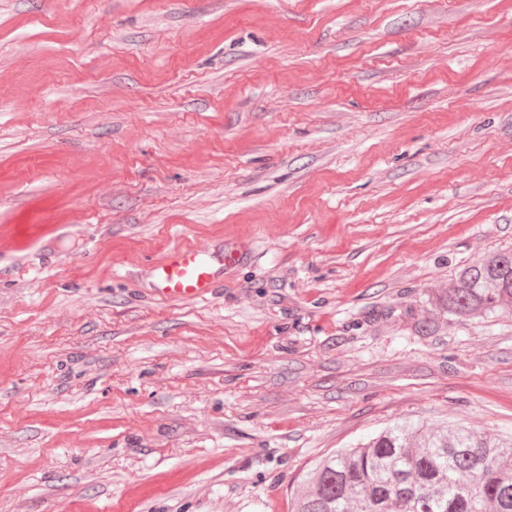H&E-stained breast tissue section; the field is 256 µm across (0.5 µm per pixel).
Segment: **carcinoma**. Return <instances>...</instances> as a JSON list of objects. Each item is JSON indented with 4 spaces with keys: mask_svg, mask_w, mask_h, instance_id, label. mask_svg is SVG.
<instances>
[{
    "mask_svg": "<svg viewBox=\"0 0 512 512\" xmlns=\"http://www.w3.org/2000/svg\"><path fill=\"white\" fill-rule=\"evenodd\" d=\"M432 302L457 318L511 310L512 251L461 267ZM291 512H512V436L389 426L306 472Z\"/></svg>",
    "mask_w": 512,
    "mask_h": 512,
    "instance_id": "carcinoma-1",
    "label": "carcinoma"
}]
</instances>
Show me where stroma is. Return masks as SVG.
Wrapping results in <instances>:
<instances>
[{"label":"stroma","instance_id":"obj_1","mask_svg":"<svg viewBox=\"0 0 512 512\" xmlns=\"http://www.w3.org/2000/svg\"><path fill=\"white\" fill-rule=\"evenodd\" d=\"M184 241L242 257L156 300ZM502 249L512 0H0V512H289L395 423L512 434V313L430 304Z\"/></svg>","mask_w":512,"mask_h":512}]
</instances>
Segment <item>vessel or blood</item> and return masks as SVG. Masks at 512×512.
Masks as SVG:
<instances>
[{
    "label": "vessel or blood",
    "instance_id": "b4317fda",
    "mask_svg": "<svg viewBox=\"0 0 512 512\" xmlns=\"http://www.w3.org/2000/svg\"><path fill=\"white\" fill-rule=\"evenodd\" d=\"M235 261L231 250L216 251L198 242L181 244L151 266L152 293L163 301L207 298L220 284L225 267Z\"/></svg>",
    "mask_w": 512,
    "mask_h": 512
}]
</instances>
